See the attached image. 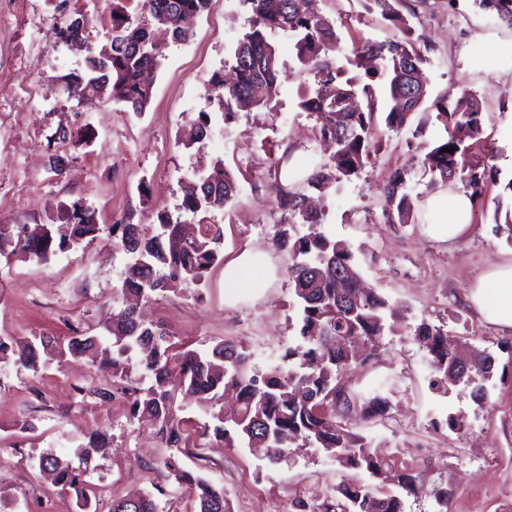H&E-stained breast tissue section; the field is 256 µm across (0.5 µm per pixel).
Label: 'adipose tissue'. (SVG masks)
I'll return each instance as SVG.
<instances>
[{
    "mask_svg": "<svg viewBox=\"0 0 512 512\" xmlns=\"http://www.w3.org/2000/svg\"><path fill=\"white\" fill-rule=\"evenodd\" d=\"M425 208L433 216L424 229L429 238L450 242L471 227L472 202L465 194L440 188L427 199ZM275 273V266L261 252L243 250L225 265V301L253 296L256 289L268 286ZM468 301L487 322L512 328V259L488 268L470 289Z\"/></svg>",
    "mask_w": 512,
    "mask_h": 512,
    "instance_id": "adipose-tissue-1",
    "label": "adipose tissue"
}]
</instances>
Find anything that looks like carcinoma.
I'll return each instance as SVG.
<instances>
[{
  "label": "carcinoma",
  "mask_w": 512,
  "mask_h": 512,
  "mask_svg": "<svg viewBox=\"0 0 512 512\" xmlns=\"http://www.w3.org/2000/svg\"><path fill=\"white\" fill-rule=\"evenodd\" d=\"M211 0H111L112 42L105 57L84 60L80 75L62 77L67 97L91 101L99 86L110 101L126 112H145L151 88L143 83L145 70L158 69L171 44H183L191 32L183 18L200 15ZM317 0H241L249 12L248 29L231 49L233 77L216 75L218 106L224 121L241 110L268 107L280 96L285 72L271 36L293 40L298 62L314 73L317 88L300 98L298 108L317 121L315 133L334 143L336 150L303 181V187L275 186L283 219L272 236V248L288 256L292 285L291 320L295 341L286 347L266 373H252L251 353L234 342L218 341L200 350L173 341L163 328L144 323L134 308L112 314L107 334L81 331L65 340L35 333L17 339L0 337V361L11 362L34 374L63 359L89 356L112 373L108 388L74 386L79 403L89 395L106 404L123 399L130 417L153 427L156 436L173 452L161 464L175 482L196 490L198 512H232L224 489L193 475L180 462L188 439L185 421L177 415V394L194 400L205 415L199 437L244 448L277 464L290 448H310L344 471H363L371 482L346 478L321 498L298 497L293 512H405V498L415 494L418 476L396 466L383 448L348 428L353 399L338 376L349 368L379 356V339L391 309L387 298L373 288H360L355 255L342 240L323 230V214L305 204L306 189L328 191L358 176L372 154L379 99L374 81L384 83L391 107L384 112L386 127L399 133L423 105L428 91L422 80L426 63L411 38L413 7L402 13L405 0H366L369 11L404 33L387 41L363 40L353 46L357 64L365 67L368 81L346 78L330 53L336 50L332 23L319 14ZM475 6L512 28V0H474ZM91 20L85 14L58 27L65 36L86 41ZM436 119L445 129L423 160L430 183L460 180L472 202L480 200L488 184L497 183L498 170L471 161L465 140H480L482 104L472 98L461 110L448 98L434 101ZM210 116L198 113L191 120L187 146L203 144ZM452 152L446 153L444 149ZM235 178L220 163L200 168L180 181L181 207L198 217L196 234L188 237L183 226L164 211L148 216L150 224H98L94 212L79 201L61 206L49 223L0 224V257L6 261L36 258L46 261L83 244L109 239L132 257L116 291L152 300L179 291L183 283L199 284L208 271L223 261L224 229L209 221V214L224 209L237 196ZM384 215L388 222L406 224L414 205L406 174L392 171L384 186ZM426 349L431 386L443 393L460 384L470 388L477 403L488 398L495 357L470 343L448 346V333L426 320L414 329ZM369 418L388 414L390 401L379 394L363 403ZM39 467L52 476L55 487L83 494V471L72 460L43 454ZM109 512H158L149 496L112 502Z\"/></svg>",
  "instance_id": "carcinoma-1"
}]
</instances>
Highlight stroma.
<instances>
[{
	"instance_id": "1",
	"label": "stroma",
	"mask_w": 512,
	"mask_h": 512,
	"mask_svg": "<svg viewBox=\"0 0 512 512\" xmlns=\"http://www.w3.org/2000/svg\"><path fill=\"white\" fill-rule=\"evenodd\" d=\"M318 8L339 37L333 59L347 74L353 45L383 40L396 29L366 11L362 0H318ZM88 14V39L106 43L112 29L108 0H0V224H43L62 205L82 201L98 223H144L149 210H168L173 219L193 223L180 206L179 183L198 165L219 159L237 177L240 192L213 220L224 227V256L245 249L271 251L277 207L275 163L286 152H299L305 169L325 160L314 140L316 121L300 112L301 96L313 91L312 73L294 59L291 39L274 37L287 80L268 108L238 113L225 121L212 86L216 73H230L229 49L247 29L248 13L240 0H211L196 17L195 36L169 45L160 69L149 77L151 102L142 115L97 100L82 104L66 98L61 78L78 73L83 53L67 49L46 22L64 21L73 12ZM413 20L412 37L426 47L424 67L431 100L457 101L476 95L483 107V135L474 160L491 159L500 181L488 185L483 205L473 208L471 229L451 243L423 233V207L434 188L422 160L444 136L430 104L416 112L408 129L379 127L376 151L353 182L317 198L326 214L325 231L347 241L364 282L396 307L397 322L386 328L380 355L345 372L341 378L357 397L388 396V418H364L354 407L353 428L385 448L399 466L418 473L415 495L406 512H434L438 489L450 493L448 512H501L512 501V328L484 322L469 305V287L490 266L512 258V245L497 231L496 209L512 208L502 182L512 179V63L497 59L500 46L512 43V30L501 27L472 0H424ZM32 84H25L24 75ZM206 112L212 137L203 152L180 142L188 118ZM90 126L89 146L68 148V165L55 174L49 136L58 128ZM408 174L414 217L406 224L387 222L382 184L393 170ZM273 254L280 273L262 297L230 307L224 303V267H212L204 283L184 288L141 308L144 321L162 325L174 341L194 348L229 339L245 346L251 368L263 375L271 358L292 343L288 320L291 289L288 259ZM126 261L110 242L95 241L48 261L0 262V284L8 301L0 303V336L41 333L57 339L73 329L105 334L113 310L122 306L115 288ZM428 320L444 327L450 341L464 340L496 357L488 402L477 406L469 391L430 386L426 353L410 333ZM111 377L82 358L49 366L39 374L11 363L0 365V493L15 501L16 512H80L75 496L52 486L38 467L47 451L76 457L90 431L106 434L103 452L83 463L87 493L106 512L112 500L148 494L160 512H196L197 503L159 466L166 450L153 429L129 421L125 402L106 404L86 398L77 404L74 385L110 383ZM464 414L463 433L436 430L432 419ZM29 430H20L21 421ZM184 467L223 487L233 512H289L296 497L318 498L342 476L313 451L289 455L278 464L212 441L187 446Z\"/></svg>"
}]
</instances>
